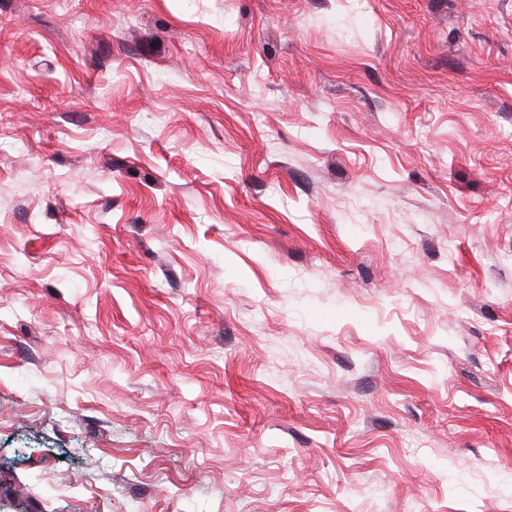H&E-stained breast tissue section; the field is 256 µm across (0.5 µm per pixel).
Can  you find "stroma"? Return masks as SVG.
<instances>
[{
    "label": "stroma",
    "instance_id": "35a3bbf8",
    "mask_svg": "<svg viewBox=\"0 0 512 512\" xmlns=\"http://www.w3.org/2000/svg\"><path fill=\"white\" fill-rule=\"evenodd\" d=\"M0 512H512V0H0Z\"/></svg>",
    "mask_w": 512,
    "mask_h": 512
}]
</instances>
